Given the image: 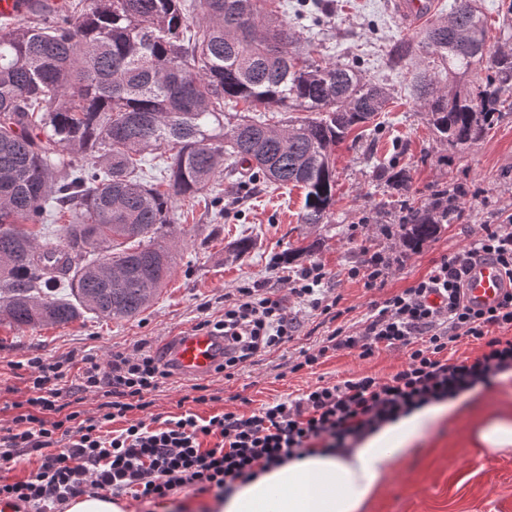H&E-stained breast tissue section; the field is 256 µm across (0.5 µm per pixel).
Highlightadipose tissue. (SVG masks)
<instances>
[{
    "mask_svg": "<svg viewBox=\"0 0 512 512\" xmlns=\"http://www.w3.org/2000/svg\"><path fill=\"white\" fill-rule=\"evenodd\" d=\"M459 399L415 410L345 454L314 453L263 473L214 501L212 512H362L417 436L454 416Z\"/></svg>",
    "mask_w": 512,
    "mask_h": 512,
    "instance_id": "obj_1",
    "label": "adipose tissue"
}]
</instances>
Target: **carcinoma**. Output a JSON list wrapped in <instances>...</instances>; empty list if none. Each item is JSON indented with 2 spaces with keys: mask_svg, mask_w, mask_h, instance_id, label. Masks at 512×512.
I'll return each mask as SVG.
<instances>
[{
  "mask_svg": "<svg viewBox=\"0 0 512 512\" xmlns=\"http://www.w3.org/2000/svg\"><path fill=\"white\" fill-rule=\"evenodd\" d=\"M46 2L29 0L28 25L0 23V321L25 330L147 310L175 268L162 243L172 204L219 201L226 160L231 173L248 165L226 191L292 185L304 192L300 222L329 223L335 148L385 111L388 93L296 46L282 0ZM486 36L474 0H454L421 44L395 47L400 62L429 59L419 108L456 146L479 139L512 97V52ZM468 72L476 92L441 88ZM240 103L247 114L224 125ZM257 106L298 116L272 125L249 116ZM161 149L164 175L148 184L142 162ZM453 205L446 189L409 211L405 242L434 238ZM63 208L62 243L29 229Z\"/></svg>",
  "mask_w": 512,
  "mask_h": 512,
  "instance_id": "obj_1",
  "label": "carcinoma"
}]
</instances>
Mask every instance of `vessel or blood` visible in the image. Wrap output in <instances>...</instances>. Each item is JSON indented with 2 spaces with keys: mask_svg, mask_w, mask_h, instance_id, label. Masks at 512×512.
Here are the masks:
<instances>
[{
  "mask_svg": "<svg viewBox=\"0 0 512 512\" xmlns=\"http://www.w3.org/2000/svg\"><path fill=\"white\" fill-rule=\"evenodd\" d=\"M436 0H396L398 14L407 21L429 16ZM512 282L494 261L476 263L466 278L468 301L480 305L496 303ZM224 352L223 337L201 331H188L170 337L164 347V359L184 376L205 377L212 373Z\"/></svg>",
  "mask_w": 512,
  "mask_h": 512,
  "instance_id": "b4317fda",
  "label": "vessel or blood"
}]
</instances>
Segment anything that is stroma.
I'll return each mask as SVG.
<instances>
[{
    "label": "stroma",
    "mask_w": 512,
    "mask_h": 512,
    "mask_svg": "<svg viewBox=\"0 0 512 512\" xmlns=\"http://www.w3.org/2000/svg\"><path fill=\"white\" fill-rule=\"evenodd\" d=\"M487 20L488 41L512 50V0H476ZM287 21L298 46L319 43L318 60L357 68L362 77L390 89L393 98L373 122L354 129L333 156L336 195L329 223H301L304 195L298 188L253 186L247 196L226 194L227 177L217 180L225 197L219 207L176 201L172 239L177 267L152 306L129 320H106L87 313L65 325L21 331L0 323V430L11 424L17 403L28 390L17 361L40 356L54 362L91 354L107 361L136 344L159 351L172 336L204 319L221 317L224 306L244 284L257 282L283 298L295 314L293 335L278 349L246 363L232 378L205 377L209 401L187 400L192 379L166 380L151 395L152 404L134 417L168 419L189 411L207 419L225 411L251 412L323 383L362 375L387 378L404 363L400 350H383L369 359L344 349L311 369L295 370L301 350L312 349L335 329L355 330L373 302L410 287L435 260L472 242L480 225L503 223L512 214V112H504L480 140L467 147L440 142L416 102L417 61L393 66V47L419 43L426 24L405 25L395 0H288ZM459 188V215L416 248L404 247L398 227L408 209L427 205L435 191ZM245 253H237L240 243ZM304 248L294 262L288 251ZM399 256L384 287L366 288L351 269L360 267L366 249ZM326 272L322 283L337 301L340 316L329 321L290 296L287 276L310 262ZM512 412V376L477 387L457 418L442 422L413 444L364 512H512V454L497 455L475 439L474 423L491 414Z\"/></svg>",
    "instance_id": "stroma-1"
}]
</instances>
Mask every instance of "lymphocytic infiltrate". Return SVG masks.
Returning a JSON list of instances; mask_svg holds the SVG:
<instances>
[{
	"label": "lymphocytic infiltrate",
	"mask_w": 512,
	"mask_h": 512,
	"mask_svg": "<svg viewBox=\"0 0 512 512\" xmlns=\"http://www.w3.org/2000/svg\"><path fill=\"white\" fill-rule=\"evenodd\" d=\"M494 259L512 280V229L481 225L470 246L435 262L410 288L374 303L355 331L336 327L318 349L301 351L295 370L318 365L328 352L357 350L360 358L383 349L405 351L402 368L386 379L362 376L311 388L244 415L227 411L203 420L187 413L167 420H137L113 432L115 419L146 409L147 397L172 377L170 364L141 349L116 354L107 364L87 355L77 376L64 362L29 357L26 408L0 435V468L36 453L41 463L26 479L0 484V499L16 506L62 504L76 494L108 491L137 500H162L173 490L196 488L231 493L270 467L312 453H341L411 411L491 386L512 371V290L486 308L471 306L465 277L479 259ZM320 262L291 281V292L309 308L329 312ZM280 300L259 284H244L219 320L199 329L224 339L218 371L233 376L255 357L287 342L293 332ZM484 343L475 358L450 360L446 352L461 337ZM100 395L93 413L79 411L84 394ZM71 412H64V405ZM52 419H45V412Z\"/></svg>",
	"instance_id": "lymphocytic-infiltrate-1"
}]
</instances>
